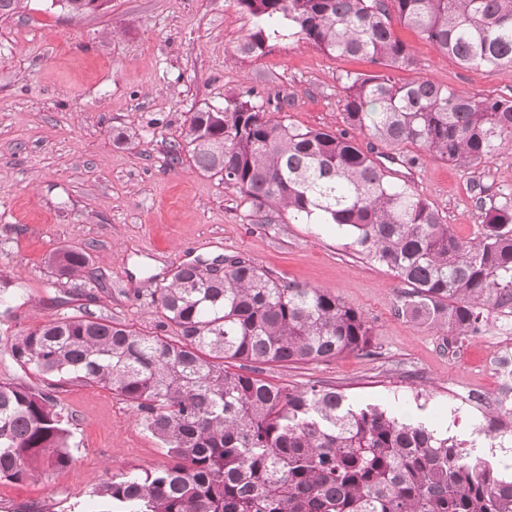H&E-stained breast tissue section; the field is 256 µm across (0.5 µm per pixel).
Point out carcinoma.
<instances>
[{"mask_svg":"<svg viewBox=\"0 0 512 512\" xmlns=\"http://www.w3.org/2000/svg\"><path fill=\"white\" fill-rule=\"evenodd\" d=\"M111 0H51L73 16ZM253 18L240 51L261 56L286 30L323 53L377 67L340 76L347 129L276 118L251 100L205 105L189 117L185 146L197 169L237 189L251 211L332 228L363 258L408 287L397 314L448 335L481 333L485 306L512 303V204L475 206L478 235L458 238L439 212L390 180L363 135L387 149L414 146L468 166L512 147V98L476 96L414 71L399 23L466 68L512 66V0H236ZM63 249L54 274L86 268ZM152 301L178 338L142 333L83 311L15 336L13 360L48 381L36 390L0 382V481L35 464L71 462L69 420L51 390L94 384L134 405L173 463L101 484L108 512H512V465H496L423 421L313 383L277 386L264 366L368 353L365 317L331 291L288 284L243 257L224 271L177 268ZM512 420V393L486 412L487 435Z\"/></svg>","mask_w":512,"mask_h":512,"instance_id":"cac0c4a2","label":"carcinoma"}]
</instances>
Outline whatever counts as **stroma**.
<instances>
[{"label":"stroma","instance_id":"stroma-1","mask_svg":"<svg viewBox=\"0 0 512 512\" xmlns=\"http://www.w3.org/2000/svg\"><path fill=\"white\" fill-rule=\"evenodd\" d=\"M252 19L235 0H112L101 14L71 16L49 0L0 19V276L17 293L0 307V382L43 387L34 368L10 355L12 336L88 309L97 316L176 338L152 294L185 263L253 260L283 281L325 288L361 312L374 330L370 353L326 362L268 366L273 384L338 386L352 404L377 403L428 421L466 449L512 462V443L484 434L486 407L499 393L491 361L512 353V307H488L480 336L461 345L398 316L405 286L330 232L287 214L248 215L239 191L171 163L191 112L251 98L286 122L338 132L344 127L340 75L368 72L298 41H272L266 55L241 54ZM416 71L392 70L481 96L512 97V68L466 69L413 31ZM394 177L427 199L461 239L482 217L473 187L512 203V149L459 166L431 157L418 168L392 163ZM77 248L88 266L52 282L50 255ZM94 288L86 303L80 288ZM427 394L417 409L415 390ZM53 394L72 432L70 465L40 467L0 482V512H102L94 491L111 476L168 464L132 404L96 385L66 384Z\"/></svg>","mask_w":512,"mask_h":512}]
</instances>
